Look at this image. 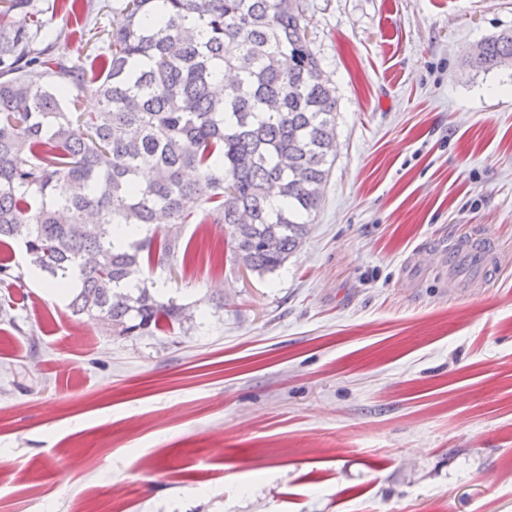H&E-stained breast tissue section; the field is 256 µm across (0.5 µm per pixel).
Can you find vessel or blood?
Here are the masks:
<instances>
[{"label": "vessel or blood", "mask_w": 512, "mask_h": 512, "mask_svg": "<svg viewBox=\"0 0 512 512\" xmlns=\"http://www.w3.org/2000/svg\"><path fill=\"white\" fill-rule=\"evenodd\" d=\"M448 280L461 291L487 287L501 263L500 248L487 235H469L448 246Z\"/></svg>", "instance_id": "b4317fda"}]
</instances>
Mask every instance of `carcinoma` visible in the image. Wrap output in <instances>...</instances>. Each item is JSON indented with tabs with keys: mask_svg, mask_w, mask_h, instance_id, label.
Wrapping results in <instances>:
<instances>
[{
	"mask_svg": "<svg viewBox=\"0 0 512 512\" xmlns=\"http://www.w3.org/2000/svg\"><path fill=\"white\" fill-rule=\"evenodd\" d=\"M75 19L92 0H53ZM37 0H0V243L28 268L69 277L75 316L115 336L152 335L193 305L145 287L178 239L151 226L230 230L233 261L272 272L301 246L336 161V91L307 39L301 0H112V29H82L71 60ZM469 67H512V31L480 42ZM96 85L100 109L81 110ZM154 179L143 186L139 171ZM126 225L138 236L113 241Z\"/></svg>",
	"mask_w": 512,
	"mask_h": 512,
	"instance_id": "cac0c4a2",
	"label": "carcinoma"
}]
</instances>
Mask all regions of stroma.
Listing matches in <instances>:
<instances>
[{"label": "stroma", "instance_id": "35a3bbf8", "mask_svg": "<svg viewBox=\"0 0 512 512\" xmlns=\"http://www.w3.org/2000/svg\"><path fill=\"white\" fill-rule=\"evenodd\" d=\"M336 162L300 249L238 268L216 224L145 269L192 322L115 336L0 285V512H512V0H303ZM494 234L498 280L430 260ZM468 65L482 72L512 67V31H502L481 41Z\"/></svg>", "mask_w": 512, "mask_h": 512}]
</instances>
